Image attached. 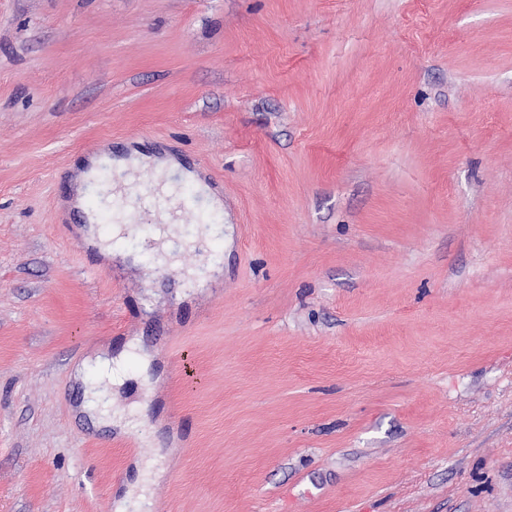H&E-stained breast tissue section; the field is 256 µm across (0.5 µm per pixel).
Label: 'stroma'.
Masks as SVG:
<instances>
[{"mask_svg":"<svg viewBox=\"0 0 512 512\" xmlns=\"http://www.w3.org/2000/svg\"><path fill=\"white\" fill-rule=\"evenodd\" d=\"M134 149L223 211L109 165L64 208ZM158 185L177 254L124 204ZM142 492L512 512V0H0V512Z\"/></svg>","mask_w":512,"mask_h":512,"instance_id":"1","label":"stroma"}]
</instances>
